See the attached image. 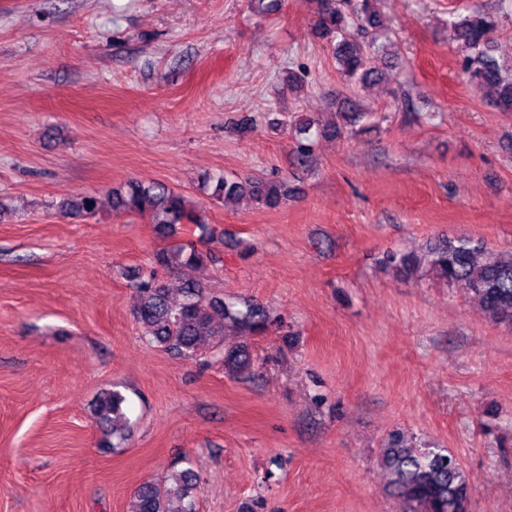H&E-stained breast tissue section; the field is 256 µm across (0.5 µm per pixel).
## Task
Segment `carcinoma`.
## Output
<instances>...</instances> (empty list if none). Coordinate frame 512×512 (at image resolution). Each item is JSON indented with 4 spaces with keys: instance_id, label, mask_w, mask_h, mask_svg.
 <instances>
[{
    "instance_id": "carcinoma-1",
    "label": "carcinoma",
    "mask_w": 512,
    "mask_h": 512,
    "mask_svg": "<svg viewBox=\"0 0 512 512\" xmlns=\"http://www.w3.org/2000/svg\"><path fill=\"white\" fill-rule=\"evenodd\" d=\"M315 32L335 42L334 58L345 81L366 84L382 76L380 49L364 45L359 35L383 25L376 0H315ZM496 24V18L479 9L471 10L451 22L456 33L457 48L463 55V79L480 92L491 93V106L498 112L512 113V72H507L487 52L485 35ZM337 117L343 124H354L363 114L350 102L339 106ZM248 194L266 208H276L286 199L278 180L254 182L219 177L213 195L234 200ZM99 199L84 194L67 200L60 209L71 214L93 215ZM112 209L138 213L150 218L166 234L177 226L202 222L195 208L177 191L160 182L132 179L112 192ZM206 256L192 249H163L155 262L161 267L203 264ZM386 262L406 274L423 273L434 276L452 288L461 290L495 323L512 326V251L492 252L485 243L471 236L449 238L425 254L391 252ZM136 302L134 315L143 335L165 350L187 360L213 350L210 341L214 320H232L244 331L264 333L273 319L259 306L246 311H233L224 298L213 295L196 282L183 288L182 298L174 302L168 289L154 279L134 280ZM232 370L250 363L249 354L241 345L220 349ZM126 396L117 389L102 392L96 400L94 413L106 438L102 448L117 449L125 440L124 429L117 421L126 420ZM379 465L384 474V489L400 499L404 512H471V479L455 457L444 448H416L405 432L395 430L383 441ZM196 476L190 469L172 472L162 482L146 481L133 493L130 512H197L192 491Z\"/></svg>"
}]
</instances>
